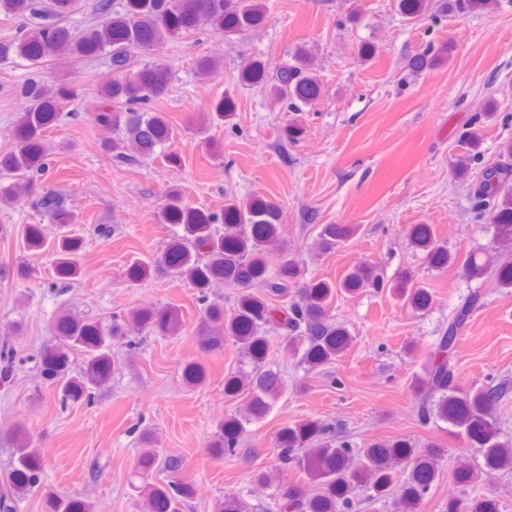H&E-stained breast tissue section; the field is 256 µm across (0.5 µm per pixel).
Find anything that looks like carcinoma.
I'll return each instance as SVG.
<instances>
[{
	"mask_svg": "<svg viewBox=\"0 0 512 512\" xmlns=\"http://www.w3.org/2000/svg\"><path fill=\"white\" fill-rule=\"evenodd\" d=\"M487 0H395L399 13L410 23L429 19L438 21L483 8ZM76 0H0V13L31 20L25 33L0 42V63L17 58L38 67L55 58H87L106 53L115 77L101 88L102 105L93 121L116 131L103 143L104 150L117 162L129 160L127 148L134 144L148 155L158 145L172 143L179 135L163 113L151 103L169 89L171 71L159 60L137 65L135 55L153 51L167 40L189 34L200 21H208L224 37L241 38L262 25L267 9L262 0H124L123 8H114L113 0H98L94 22L73 31L60 25L70 14ZM451 45L432 44L414 54L408 66L415 72L431 69L447 58ZM221 57L208 55L196 61L199 76L209 78L219 70ZM238 81L245 86H261L277 103L290 112H301L313 105L322 94L317 60L301 46L275 73L266 70L264 61L248 60L239 71ZM25 110L18 122V146L0 156V175L14 182L0 188V201L13 203L19 198L30 200L41 219L63 229L73 223L67 195L62 189H45L30 174L45 168L46 147L43 132L59 117L58 102L76 96L65 86L52 87L35 79L23 88ZM235 103L224 97L211 105V118L217 122L233 120ZM483 135L473 130L462 138L463 153L458 155L454 176L470 178L479 170L472 186L473 219L493 226L494 237L487 249L471 251L463 262L441 243L429 224H415L410 236L415 247L425 253L429 264L440 270L461 264V272L470 281L493 278L500 288H512V262L497 259V250H512V140L502 143L500 160L483 164ZM282 217L278 203L261 197L250 200L227 199L220 213L189 206L177 188L165 194L161 218L166 224H181L185 235L161 253L154 264H136L128 271L129 279L149 277L152 267H163L176 277L191 282L200 292L203 314L197 329L206 352L220 351L225 340L237 347L240 361L248 367L244 376L224 379V393L236 395L248 390L247 400L237 413L217 424L215 447L231 456L241 441L246 425L264 418L282 391L280 372L268 365L272 329H283L280 348L291 355L302 353L301 362L314 369L336 361L353 342L349 331L330 313V301L337 291L354 294L372 286L380 287L373 266L367 262L353 267L340 283L317 281L299 284V269L293 258L282 255L276 280L263 293L252 291L254 285L267 282L268 255L275 252ZM224 225V233L215 229ZM354 233L347 224L323 226L317 246L331 251ZM79 241L67 235L58 239L56 269L59 279L73 281L81 269L76 260ZM222 281L239 288L236 310L224 319V306L208 302L207 290ZM395 296L415 310L432 304L431 292L411 274L404 275L393 287ZM480 294L469 299L448 316V326L441 330L432 350L413 377L411 388L415 411L423 424L443 422L464 436L470 447L479 452L484 468L474 471L461 467L455 481L470 486L495 471L512 469V439L505 438L496 425L495 414L509 384L477 390L458 386L452 359L460 331L472 310L479 305ZM182 327L176 308H143L127 320H112L104 329L95 322H79L67 316L57 319L55 343L45 354L44 375L61 393V401H78L91 397L92 390L102 388L112 373V344L129 332L152 328L162 335H175ZM78 350L85 366L73 374L68 369V351ZM16 350L9 337L0 339V374L12 371ZM276 469L259 471L253 483L260 488L276 487L279 512H349L355 507L351 494L360 488L364 499L391 500L392 512H418L440 473L446 449L431 441L420 450L406 439L375 441L361 448L336 437L332 426L320 420H305L282 427L276 439ZM310 481L323 487L312 495L299 482L287 485L280 471L291 465ZM185 465L181 457H159L154 448H145L140 456L142 476L159 466L177 476ZM42 466L32 449L21 445L15 450L11 472L12 485L19 495L41 485ZM400 489H395V486ZM193 494V487L177 478L148 490L150 512H180L182 502ZM50 512H89L90 505L77 497L55 496L49 501ZM250 506L237 496H224L216 512H249ZM443 512H498L495 499L450 498Z\"/></svg>",
	"mask_w": 512,
	"mask_h": 512,
	"instance_id": "obj_1",
	"label": "carcinoma"
}]
</instances>
